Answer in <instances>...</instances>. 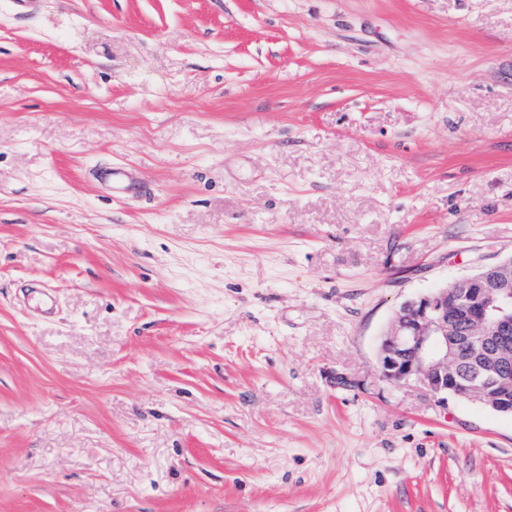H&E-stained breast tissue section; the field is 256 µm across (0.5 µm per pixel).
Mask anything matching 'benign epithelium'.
Instances as JSON below:
<instances>
[{
    "instance_id": "benign-epithelium-1",
    "label": "benign epithelium",
    "mask_w": 512,
    "mask_h": 512,
    "mask_svg": "<svg viewBox=\"0 0 512 512\" xmlns=\"http://www.w3.org/2000/svg\"><path fill=\"white\" fill-rule=\"evenodd\" d=\"M467 340L480 352L474 374L452 367ZM381 378L420 382L443 406L477 403L512 417V256L404 301L379 337Z\"/></svg>"
}]
</instances>
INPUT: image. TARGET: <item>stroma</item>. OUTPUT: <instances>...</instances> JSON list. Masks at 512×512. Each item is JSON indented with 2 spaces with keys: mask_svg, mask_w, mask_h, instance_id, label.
<instances>
[{
  "mask_svg": "<svg viewBox=\"0 0 512 512\" xmlns=\"http://www.w3.org/2000/svg\"><path fill=\"white\" fill-rule=\"evenodd\" d=\"M509 256L512 0H0V512H512L377 367ZM100 177L114 191L128 190L137 182L135 172L121 168L105 170L100 174Z\"/></svg>",
  "mask_w": 512,
  "mask_h": 512,
  "instance_id": "stroma-1",
  "label": "stroma"
}]
</instances>
